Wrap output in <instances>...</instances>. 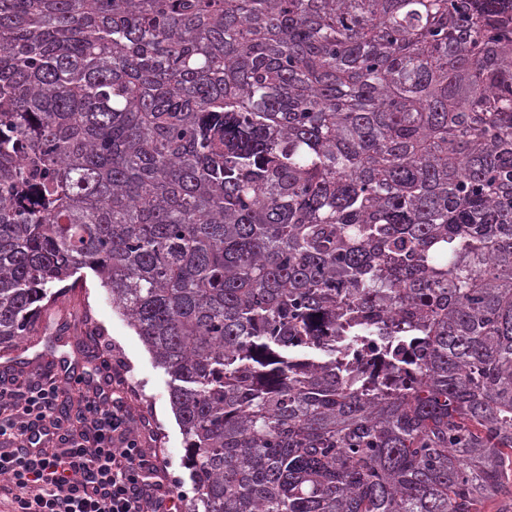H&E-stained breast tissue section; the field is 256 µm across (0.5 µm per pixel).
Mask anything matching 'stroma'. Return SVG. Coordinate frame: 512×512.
Returning <instances> with one entry per match:
<instances>
[{
	"label": "stroma",
	"mask_w": 512,
	"mask_h": 512,
	"mask_svg": "<svg viewBox=\"0 0 512 512\" xmlns=\"http://www.w3.org/2000/svg\"><path fill=\"white\" fill-rule=\"evenodd\" d=\"M98 353L123 370L132 388L131 407L150 417V448L162 457L184 496H191L183 436L171 409L168 377L156 367L142 341L115 311L106 289L90 273L85 287L62 297L55 310L43 316L39 334L27 344L24 356L28 362L42 363L61 357L68 365L87 370Z\"/></svg>",
	"instance_id": "obj_1"
}]
</instances>
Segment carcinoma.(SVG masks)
<instances>
[{
  "instance_id": "carcinoma-1",
  "label": "carcinoma",
  "mask_w": 512,
  "mask_h": 512,
  "mask_svg": "<svg viewBox=\"0 0 512 512\" xmlns=\"http://www.w3.org/2000/svg\"><path fill=\"white\" fill-rule=\"evenodd\" d=\"M91 270L188 512L512 489V0H0V347Z\"/></svg>"
}]
</instances>
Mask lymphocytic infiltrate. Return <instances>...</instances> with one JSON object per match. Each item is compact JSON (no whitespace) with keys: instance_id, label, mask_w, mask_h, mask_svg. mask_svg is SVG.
<instances>
[{"instance_id":"lymphocytic-infiltrate-1","label":"lymphocytic infiltrate","mask_w":512,"mask_h":512,"mask_svg":"<svg viewBox=\"0 0 512 512\" xmlns=\"http://www.w3.org/2000/svg\"><path fill=\"white\" fill-rule=\"evenodd\" d=\"M126 378L102 362L80 380L75 412L65 389L37 374L0 381V497L8 512H177L178 485L145 446V416Z\"/></svg>"}]
</instances>
